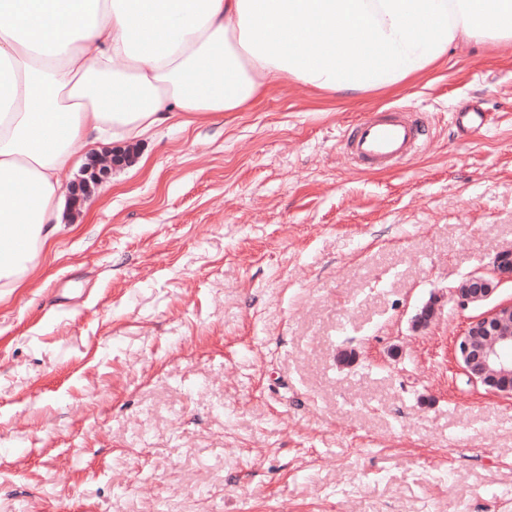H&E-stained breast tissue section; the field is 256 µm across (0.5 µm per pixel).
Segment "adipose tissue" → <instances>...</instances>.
Listing matches in <instances>:
<instances>
[{"mask_svg":"<svg viewBox=\"0 0 512 512\" xmlns=\"http://www.w3.org/2000/svg\"><path fill=\"white\" fill-rule=\"evenodd\" d=\"M471 44L512 45V0H0V288L28 287L85 148L284 82L395 91Z\"/></svg>","mask_w":512,"mask_h":512,"instance_id":"obj_1","label":"adipose tissue"}]
</instances>
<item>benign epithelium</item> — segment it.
I'll use <instances>...</instances> for the list:
<instances>
[{
	"label": "benign epithelium",
	"instance_id": "obj_1",
	"mask_svg": "<svg viewBox=\"0 0 512 512\" xmlns=\"http://www.w3.org/2000/svg\"><path fill=\"white\" fill-rule=\"evenodd\" d=\"M134 154L132 147L93 159L82 176L67 188L71 209L86 202L97 187L109 180L113 170L130 164ZM505 277H512V248L496 255L491 275H470L456 287L459 305L487 300ZM509 349L512 350V302L499 304L470 321L455 343L456 357L469 380L493 393L512 397V357L506 355Z\"/></svg>",
	"mask_w": 512,
	"mask_h": 512
}]
</instances>
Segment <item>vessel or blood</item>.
I'll return each instance as SVG.
<instances>
[{"label": "vessel or blood", "instance_id": "b4317fda", "mask_svg": "<svg viewBox=\"0 0 512 512\" xmlns=\"http://www.w3.org/2000/svg\"><path fill=\"white\" fill-rule=\"evenodd\" d=\"M421 132L419 119L408 117L406 110L372 112L355 121L344 147L354 164L390 171L418 155Z\"/></svg>", "mask_w": 512, "mask_h": 512}]
</instances>
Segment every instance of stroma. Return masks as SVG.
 Segmentation results:
<instances>
[{
    "instance_id": "stroma-1",
    "label": "stroma",
    "mask_w": 512,
    "mask_h": 512,
    "mask_svg": "<svg viewBox=\"0 0 512 512\" xmlns=\"http://www.w3.org/2000/svg\"><path fill=\"white\" fill-rule=\"evenodd\" d=\"M389 106L422 151L355 167L346 128ZM136 150L0 299V512H512V398L454 355L512 301L454 293L512 247V46Z\"/></svg>"
}]
</instances>
